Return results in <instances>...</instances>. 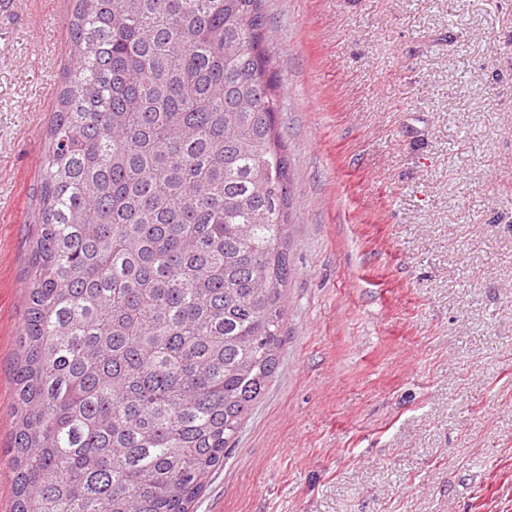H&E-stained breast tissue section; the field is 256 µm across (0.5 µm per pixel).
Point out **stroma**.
<instances>
[{
  "mask_svg": "<svg viewBox=\"0 0 512 512\" xmlns=\"http://www.w3.org/2000/svg\"><path fill=\"white\" fill-rule=\"evenodd\" d=\"M73 0H0V512ZM275 374L193 512H512V0H266Z\"/></svg>",
  "mask_w": 512,
  "mask_h": 512,
  "instance_id": "1",
  "label": "stroma"
}]
</instances>
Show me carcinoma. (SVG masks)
<instances>
[{"instance_id": "1", "label": "carcinoma", "mask_w": 512, "mask_h": 512, "mask_svg": "<svg viewBox=\"0 0 512 512\" xmlns=\"http://www.w3.org/2000/svg\"><path fill=\"white\" fill-rule=\"evenodd\" d=\"M14 512H188L275 371L292 201L264 0H75Z\"/></svg>"}]
</instances>
